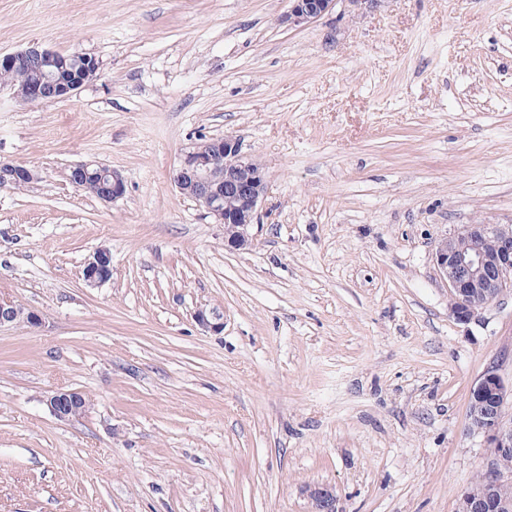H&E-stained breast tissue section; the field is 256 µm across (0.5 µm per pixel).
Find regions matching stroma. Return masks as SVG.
Instances as JSON below:
<instances>
[{"label":"stroma","mask_w":512,"mask_h":512,"mask_svg":"<svg viewBox=\"0 0 512 512\" xmlns=\"http://www.w3.org/2000/svg\"><path fill=\"white\" fill-rule=\"evenodd\" d=\"M289 0H0V52L95 55L72 98L0 89V512H455L487 453L512 295L457 321L436 243L512 223V0H376L295 29ZM233 135L269 192L251 247L176 190ZM96 160L105 205L63 177ZM100 247L112 278L86 287ZM217 309L214 332L194 318ZM89 413L60 421L47 393ZM40 178L39 170L26 163L0 161L1 189L10 185L24 184L30 186ZM63 176L67 182L78 189L94 187L96 199L108 205L121 198L125 193V181L120 173L96 161L73 164ZM18 306L24 308L19 304ZM20 308L17 307V303L14 300L0 297V327L20 323H28L31 325L40 323L41 319L37 313ZM512 404V381H506L496 369L488 370L472 387L468 410V428L482 434L488 453L486 459L512 458V417L505 418L506 408ZM51 414L59 420H69L85 415L89 409V400L75 390H56L45 398Z\"/></svg>","instance_id":"obj_1"}]
</instances>
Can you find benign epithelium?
Returning a JSON list of instances; mask_svg holds the SVG:
<instances>
[{"instance_id": "benign-epithelium-1", "label": "benign epithelium", "mask_w": 512, "mask_h": 512, "mask_svg": "<svg viewBox=\"0 0 512 512\" xmlns=\"http://www.w3.org/2000/svg\"><path fill=\"white\" fill-rule=\"evenodd\" d=\"M339 0H290L284 20L300 27L331 13ZM78 65L67 63L63 54L32 43L10 53H0V70H31L40 62L52 65L36 79L13 89L24 103L36 105L71 97L79 89L96 80L101 65L94 55L79 52ZM63 176L78 189L93 187L96 199L111 204L125 193L120 173L96 161L70 166ZM40 178L39 170L26 163L0 161V187L31 185ZM178 192L194 200L216 224L230 226L233 234L224 244L233 249L251 245L248 227L253 224L259 203L268 186L260 165L242 151L240 140L232 135L212 138L209 148L188 147L180 156L173 176ZM467 238L470 247H459V239ZM438 270L448 283L450 310L460 322L478 318L492 304L506 297L512 288V224H465L435 247ZM86 286L95 288L112 278V256L108 249L98 248L82 270ZM195 318L213 331L224 327V317L216 309H199ZM28 323L37 325L40 317L28 309L17 307L13 300L0 297V327ZM51 414L59 420L85 415L89 400L75 390H56L45 398ZM512 404V381L497 370H488L472 387L468 410L469 430L484 436L487 447L498 449V460L512 458V427L504 425L506 408ZM314 512H335L336 496L328 488L310 490ZM457 512H499L498 500L489 491L475 498L463 489L457 500Z\"/></svg>"}]
</instances>
